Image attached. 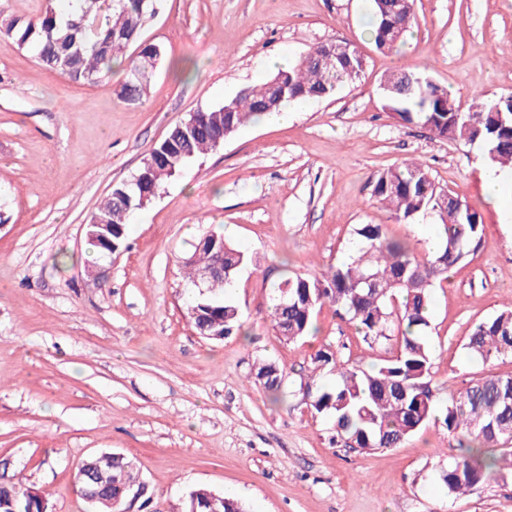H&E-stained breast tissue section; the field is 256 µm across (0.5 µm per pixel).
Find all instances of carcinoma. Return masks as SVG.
Listing matches in <instances>:
<instances>
[{
	"label": "carcinoma",
	"instance_id": "1",
	"mask_svg": "<svg viewBox=\"0 0 512 512\" xmlns=\"http://www.w3.org/2000/svg\"><path fill=\"white\" fill-rule=\"evenodd\" d=\"M370 38L379 51H392L404 42L417 22L415 0H372ZM152 0H83L79 12L63 19L53 10L36 18L11 19L4 35L19 48L36 45L47 69L74 83H94L112 72L125 49L139 43L120 88L121 98L138 103L146 96L163 48L140 41ZM339 67H319L317 58L333 46L322 43L290 68L278 70L257 85L240 89L223 104L195 112L193 120L172 126L149 152L133 179L112 187L93 219L112 225L110 238L123 247L130 218L144 209L162 185L175 177L197 156L217 148L248 122L278 112L292 102L328 99L363 72L365 58L349 40ZM385 107L406 122L416 121L434 136L484 148L486 162L512 166V107L509 97L482 99L466 112L450 99L448 91L418 68L386 75L381 83ZM374 196L393 211L398 221L410 222L433 213L440 219L441 248L421 257L405 243L386 236L381 224H358L353 230L357 250L349 260L330 268L323 277L295 272L281 280L272 298L271 323L288 341L310 333L316 309L324 304L353 325L363 340L379 344L397 328V352L368 369L341 359L330 348L312 358L314 371L335 376V384L320 387L313 377H301L295 393L305 405L333 422L334 438L349 448H394L430 420L439 421L450 433H463L479 442L440 470L439 478L449 494L464 493L474 485L512 465V448H501L502 437L512 435V381L489 375L452 395L436 408L431 379L432 352L426 332L436 285L467 255L469 246L484 230L480 212L467 200L441 188L428 165L409 161L377 175ZM454 200H448V196ZM213 246L196 243L184 259L188 279L216 261L224 249V279L214 289L196 295L187 304L194 329L205 325L212 340L221 341L243 329L239 308L227 297L239 272L250 257L216 232ZM288 293H283V289ZM469 354L488 362L512 356V309L502 310L474 326L466 343ZM252 377L278 399L284 374L272 361L255 366ZM91 462L109 475L100 489L95 512H116L113 501L126 498L128 486L137 480L134 462L113 453H99ZM43 496L18 481L0 482V512H41ZM185 512H245L242 502L229 495L214 501L206 487L193 490Z\"/></svg>",
	"mask_w": 512,
	"mask_h": 512
}]
</instances>
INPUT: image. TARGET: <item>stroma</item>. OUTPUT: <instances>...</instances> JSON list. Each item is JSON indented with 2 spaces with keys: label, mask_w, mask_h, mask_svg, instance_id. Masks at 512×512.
<instances>
[{
  "label": "stroma",
  "mask_w": 512,
  "mask_h": 512,
  "mask_svg": "<svg viewBox=\"0 0 512 512\" xmlns=\"http://www.w3.org/2000/svg\"><path fill=\"white\" fill-rule=\"evenodd\" d=\"M415 10L405 44L381 52L368 37L370 0H155L141 39L165 58L136 104L118 91L137 45L111 75L77 84L0 41V481L39 490L50 512H86L75 475L111 452L135 462L156 512H184L202 486L249 512H512L510 469L460 496L439 481L462 434L430 422L397 447L354 450L293 396L319 349L368 368L395 354V340L367 345L328 305L290 343L269 317L280 275L345 260L356 225L428 252L437 216L399 222L373 195L379 172L417 159L484 221L434 293L438 399L512 376V357L485 364L464 349L475 323L512 307V226L485 199L484 152L402 121L380 89L385 73L416 67L464 108L512 93V0H416ZM336 39L365 55L358 79L288 124H248L191 161L132 218L119 253L89 245L100 202L173 124L265 81L273 58ZM227 227L251 258L233 292L245 324L213 341L186 317L181 260ZM265 360L285 374L276 403L251 376Z\"/></svg>",
  "instance_id": "1"
}]
</instances>
